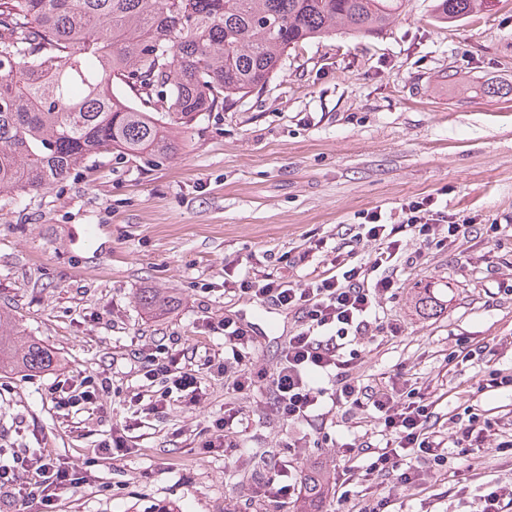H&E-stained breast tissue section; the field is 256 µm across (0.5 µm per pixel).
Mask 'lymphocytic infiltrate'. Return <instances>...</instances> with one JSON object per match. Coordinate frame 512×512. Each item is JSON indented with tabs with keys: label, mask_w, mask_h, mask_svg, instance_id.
Instances as JSON below:
<instances>
[{
	"label": "lymphocytic infiltrate",
	"mask_w": 512,
	"mask_h": 512,
	"mask_svg": "<svg viewBox=\"0 0 512 512\" xmlns=\"http://www.w3.org/2000/svg\"><path fill=\"white\" fill-rule=\"evenodd\" d=\"M478 233L484 240L497 238V224H449L429 198L402 206L394 220L380 212L367 214L364 223L352 225L336 244L332 268L303 283L244 275L234 281L239 293L253 302L288 309L298 318L299 330L288 337L275 372L269 377L267 407L286 426L322 428L328 414L342 423L358 426L363 414L373 411L383 421L384 446L352 438L345 449L350 464L341 473V494L337 505L346 512H390L393 491L410 496L425 495L432 483L447 479L443 466L448 460L446 442L436 429V408L442 399L431 382H417L408 392L396 383H369L356 370L355 359L344 356L349 337L367 338L373 345L400 337L404 331L397 321L382 319L377 309L382 298L398 287L406 238L442 245ZM375 242L372 258L360 260L357 244ZM224 346L230 357L207 362L211 375L223 378L227 391L246 395L257 386L248 349L255 339L233 319L220 325ZM497 350L485 336L458 340L453 352L463 361L479 357L489 366V382L496 388L512 389V369L495 365ZM183 350H168L165 356L143 358L142 376L162 382V392L143 406L147 415L164 414L172 395L196 404L204 396L199 371L187 368ZM332 378L325 389L315 386L314 375ZM112 391L109 378L81 377L78 383L55 389L53 402L63 410H84L101 406ZM466 481L481 489L478 512H505L512 505V483L486 482L484 463H465ZM364 487L360 499H350L348 486ZM80 487L75 468L42 448L13 449L0 460V512H58L61 502L71 499Z\"/></svg>",
	"instance_id": "obj_1"
}]
</instances>
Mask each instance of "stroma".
Listing matches in <instances>:
<instances>
[{"instance_id": "stroma-1", "label": "stroma", "mask_w": 512, "mask_h": 512, "mask_svg": "<svg viewBox=\"0 0 512 512\" xmlns=\"http://www.w3.org/2000/svg\"><path fill=\"white\" fill-rule=\"evenodd\" d=\"M433 5L407 0L387 32L290 51L261 92L178 128L174 159L105 153L91 172L46 191L0 194V311L58 357L41 374H0V448H44L79 468L113 425L129 436V453L88 470L63 512H270L250 490L262 457L328 472L331 512L345 427L329 424L287 451L266 388L236 396L210 375L200 403L137 416L134 397L155 391L139 358L175 345L195 366L221 359L216 324L229 317L256 324L250 358L272 374L297 322L225 281L245 272L306 280L332 261L339 226L367 212L396 213L432 195L456 223L512 225V0L452 25L432 20ZM491 83L506 95L489 96ZM318 240L325 246L311 261L289 267ZM405 254L400 288L378 309L405 332L378 350L358 340V372L372 382L399 372L435 381L482 415L512 405V392L485 388L484 364L448 359L460 337L512 332V232L451 247L411 239ZM145 288L175 297L174 307L145 311ZM424 292L443 302L439 316L418 313ZM85 372L112 380L104 412L56 408L58 381ZM228 403L243 419L239 446L206 452Z\"/></svg>"}]
</instances>
